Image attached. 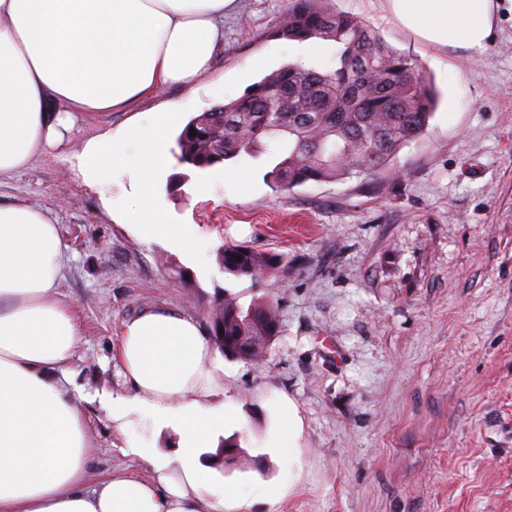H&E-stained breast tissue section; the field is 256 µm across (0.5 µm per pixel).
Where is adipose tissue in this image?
Returning <instances> with one entry per match:
<instances>
[{
	"label": "adipose tissue",
	"mask_w": 512,
	"mask_h": 512,
	"mask_svg": "<svg viewBox=\"0 0 512 512\" xmlns=\"http://www.w3.org/2000/svg\"><path fill=\"white\" fill-rule=\"evenodd\" d=\"M237 0H0V180L61 146L72 115L127 110L165 87L195 90L224 48V16ZM391 16L425 44L482 51L494 0H388ZM176 108L148 113L89 143L81 171L104 181L133 163L136 194L115 213L145 240L186 253L201 243L167 223L152 181L168 153ZM67 246L50 215L23 201L0 205V512H228L235 490L210 491L196 464L230 412L213 397L224 379L198 322L170 307L122 324L118 359L131 396H98L120 430L133 420L172 424L175 456L146 440L130 450L153 469L116 473L88 486L87 430L68 392L82 327L58 288Z\"/></svg>",
	"instance_id": "adipose-tissue-1"
}]
</instances>
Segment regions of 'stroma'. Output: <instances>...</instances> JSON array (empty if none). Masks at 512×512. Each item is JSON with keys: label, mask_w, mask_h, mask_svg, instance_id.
I'll return each mask as SVG.
<instances>
[{"label": "stroma", "mask_w": 512, "mask_h": 512, "mask_svg": "<svg viewBox=\"0 0 512 512\" xmlns=\"http://www.w3.org/2000/svg\"><path fill=\"white\" fill-rule=\"evenodd\" d=\"M496 4L486 50L467 54L422 43L387 0H334L417 59L437 95L426 133L371 180L288 192L266 179L273 151L203 171L167 155L155 201L205 242L203 257L145 242L113 218L112 202L133 192L131 172L92 184L51 150L0 181L1 205L49 212L67 246L60 292L83 330L70 391L91 482L152 475L95 400L132 393L115 357L123 322L156 307L201 322L229 291L244 305L277 299L281 326L261 363L215 357L235 414L216 438L237 440L260 465H218L213 483L276 492L275 504L253 499L247 512H512V0ZM286 5L239 0L196 90L165 88L140 111L176 102L189 119L242 96L251 58L265 57L270 72L295 62L291 41L270 35ZM131 118L76 114L66 148L81 151ZM238 172L249 177L239 194L229 187ZM227 243L279 253L284 267L260 283L225 274ZM292 406L301 430L287 448L279 428Z\"/></svg>", "instance_id": "35a3bbf8"}]
</instances>
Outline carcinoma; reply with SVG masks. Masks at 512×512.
Returning <instances> with one entry per match:
<instances>
[{
	"mask_svg": "<svg viewBox=\"0 0 512 512\" xmlns=\"http://www.w3.org/2000/svg\"><path fill=\"white\" fill-rule=\"evenodd\" d=\"M272 34L334 42L336 67L321 71L288 63L254 82L240 98L191 118L176 138L179 163L204 170L243 154L253 156L271 143L280 160L267 177L289 191L311 181L379 175L426 131L433 95L418 62L388 44L366 20L333 8L331 0H288ZM221 263L227 274L258 281L279 269L282 258L226 245ZM206 319L212 344L225 356L238 337H254L249 350H240L239 361L265 357L279 332L272 298L245 307L226 292L207 309Z\"/></svg>",
	"mask_w": 512,
	"mask_h": 512,
	"instance_id": "obj_1",
	"label": "carcinoma"
}]
</instances>
